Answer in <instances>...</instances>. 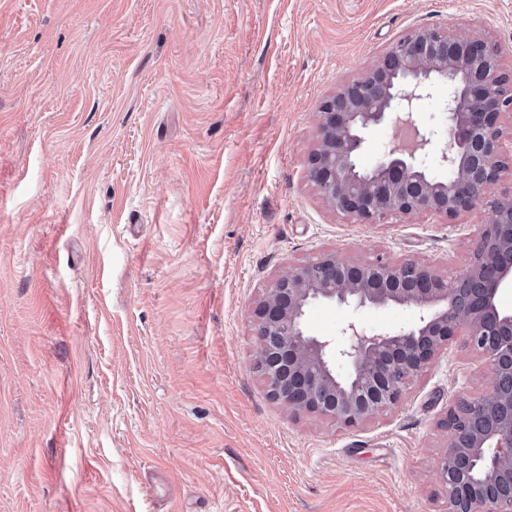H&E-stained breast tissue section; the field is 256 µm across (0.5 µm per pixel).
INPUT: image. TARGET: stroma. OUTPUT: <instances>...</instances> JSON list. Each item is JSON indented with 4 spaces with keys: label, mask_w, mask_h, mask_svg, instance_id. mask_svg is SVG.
Segmentation results:
<instances>
[{
    "label": "stroma",
    "mask_w": 512,
    "mask_h": 512,
    "mask_svg": "<svg viewBox=\"0 0 512 512\" xmlns=\"http://www.w3.org/2000/svg\"><path fill=\"white\" fill-rule=\"evenodd\" d=\"M418 26L512 73V0H0V512H446L440 423L490 373L465 337L357 427L253 369L294 265L468 262L485 212L358 224L306 177L321 101Z\"/></svg>",
    "instance_id": "stroma-1"
}]
</instances>
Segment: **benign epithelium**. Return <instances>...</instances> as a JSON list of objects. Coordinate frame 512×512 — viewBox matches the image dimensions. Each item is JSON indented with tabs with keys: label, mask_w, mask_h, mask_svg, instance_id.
<instances>
[{
	"label": "benign epithelium",
	"mask_w": 512,
	"mask_h": 512,
	"mask_svg": "<svg viewBox=\"0 0 512 512\" xmlns=\"http://www.w3.org/2000/svg\"><path fill=\"white\" fill-rule=\"evenodd\" d=\"M448 84L446 141L417 131L411 148L395 138L370 169L358 164L366 131L384 122L415 126L414 107L437 82ZM512 74L482 36L457 38L418 27L380 60L325 99L306 176L334 211L360 224L438 215L453 222L484 210L468 235L469 262L450 278L422 262L382 256L356 263L334 252L277 277L252 311L259 349L254 369L270 397L295 413L356 427L395 406L410 382L454 336L490 365L489 387L450 407L440 422L447 445L438 476L448 512H512V311L497 296L512 288V192L490 193L507 168L512 139ZM446 170L439 177L428 159ZM325 299L356 310L402 306L417 321L377 332L358 321L341 343L306 334L303 317Z\"/></svg>",
	"instance_id": "1"
}]
</instances>
